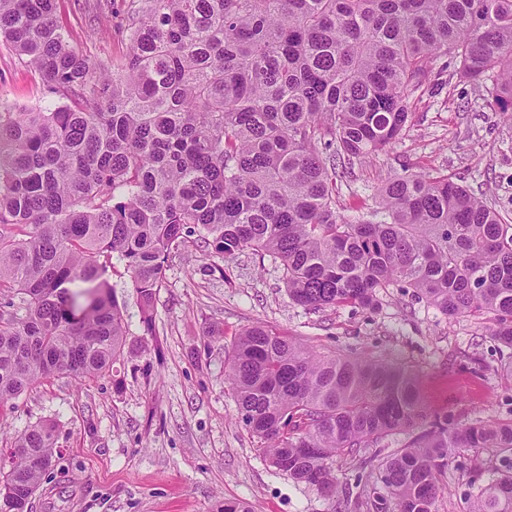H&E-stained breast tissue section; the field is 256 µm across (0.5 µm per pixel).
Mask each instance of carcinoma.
<instances>
[{
  "label": "carcinoma",
  "mask_w": 512,
  "mask_h": 512,
  "mask_svg": "<svg viewBox=\"0 0 512 512\" xmlns=\"http://www.w3.org/2000/svg\"><path fill=\"white\" fill-rule=\"evenodd\" d=\"M56 0H0V39L60 104L0 113V408L33 383L75 381L124 355L128 323L106 288L129 273L143 322L188 239L222 258L251 250L306 309H374L410 288L442 315L490 314L512 347V224L447 174L401 173L381 219L336 213V169L404 134L428 64L496 79L512 119V0H133L129 54L93 63L54 18ZM238 416L270 464L348 509L331 467L395 433L385 463L396 512H437L448 455H512V421L448 428L418 376L384 358L318 354L266 325L232 346ZM58 458L54 426L17 432L0 491L28 512ZM468 512H512V468Z\"/></svg>",
  "instance_id": "obj_1"
}]
</instances>
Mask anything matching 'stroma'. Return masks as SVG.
Returning a JSON list of instances; mask_svg holds the SVG:
<instances>
[{"instance_id": "obj_1", "label": "stroma", "mask_w": 512, "mask_h": 512, "mask_svg": "<svg viewBox=\"0 0 512 512\" xmlns=\"http://www.w3.org/2000/svg\"><path fill=\"white\" fill-rule=\"evenodd\" d=\"M56 2L58 24L92 62L124 61L129 0ZM441 70V61L429 65L437 88L412 101L403 137L339 181V215L371 211L394 174L440 170L512 219V121L491 109L492 82L444 85ZM48 103L38 73L0 42V105ZM108 283L129 324L124 357L81 384L64 375L40 381L14 409H0V448L30 424H56L58 465L43 475L32 512H224L228 500L247 501L252 512H331L315 490L270 466L238 418L225 373L235 338L256 324L319 353L398 359L418 373L427 410L449 426L512 420V380L500 371L512 349L494 339L489 317L452 320L396 288L374 310H309L292 304L280 271L252 252L225 261L193 244L170 257L151 326L126 272ZM381 464L345 456L335 467L358 492L381 489ZM508 465L512 455L481 448L451 455L438 512H464Z\"/></svg>"}]
</instances>
